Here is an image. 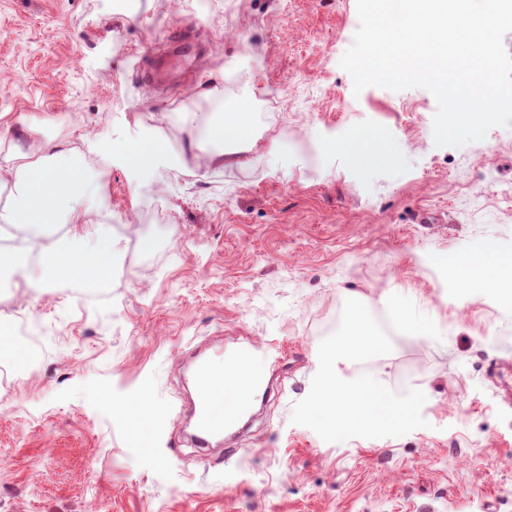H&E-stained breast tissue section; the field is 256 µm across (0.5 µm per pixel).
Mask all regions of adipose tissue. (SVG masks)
<instances>
[{"label": "adipose tissue", "instance_id": "1", "mask_svg": "<svg viewBox=\"0 0 512 512\" xmlns=\"http://www.w3.org/2000/svg\"><path fill=\"white\" fill-rule=\"evenodd\" d=\"M28 146H11L0 158V187L11 186L6 202L0 205V228L23 233L24 244L0 252V271L20 267L29 252H37L43 276L34 281V290L76 280L84 287L104 286L119 252L118 241L109 225L100 218V209L84 199L90 176L87 155L104 161L112 157L134 168L149 167L169 159L168 145L157 138L127 143L90 144L78 148L65 139H47L38 126L27 130ZM65 227L55 235V227ZM450 266L465 279L486 288H496L512 280V258L492 254L461 256Z\"/></svg>", "mask_w": 512, "mask_h": 512}]
</instances>
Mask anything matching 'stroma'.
I'll return each mask as SVG.
<instances>
[{"label": "stroma", "instance_id": "obj_1", "mask_svg": "<svg viewBox=\"0 0 512 512\" xmlns=\"http://www.w3.org/2000/svg\"><path fill=\"white\" fill-rule=\"evenodd\" d=\"M193 25L187 69L164 40ZM358 26L356 0H0V143L36 123L183 150L148 171L94 167L123 280L37 292L0 277V335L20 312L47 345L0 401V512H512V376L489 371L512 355V288L448 266L512 255V129L436 146L430 91L355 90L340 60ZM245 99L239 164L208 166V129ZM163 177L166 221L149 224ZM350 298L393 349L338 361L340 377L422 390L426 427L328 443L292 423ZM273 337L288 363L258 367L281 393L240 454L219 440L202 465L175 412L193 356Z\"/></svg>", "mask_w": 512, "mask_h": 512}]
</instances>
